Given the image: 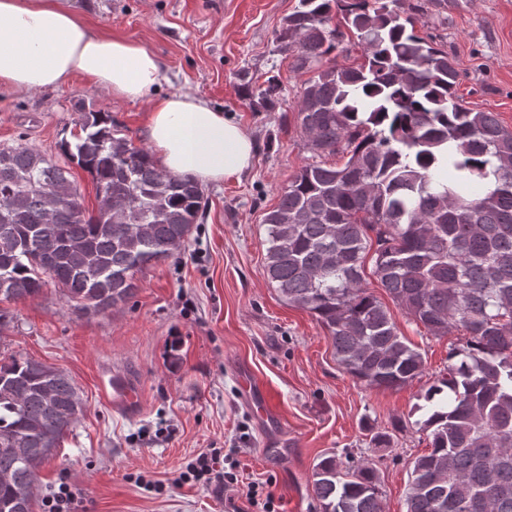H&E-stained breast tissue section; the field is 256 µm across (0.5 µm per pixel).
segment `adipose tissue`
Here are the masks:
<instances>
[{
	"label": "adipose tissue",
	"mask_w": 512,
	"mask_h": 512,
	"mask_svg": "<svg viewBox=\"0 0 512 512\" xmlns=\"http://www.w3.org/2000/svg\"><path fill=\"white\" fill-rule=\"evenodd\" d=\"M78 73L115 98L148 101L147 139L170 173L219 184L250 167L254 142L222 110L189 93L151 100L168 75L141 42L94 31L73 0H0V86L36 92Z\"/></svg>",
	"instance_id": "adipose-tissue-1"
}]
</instances>
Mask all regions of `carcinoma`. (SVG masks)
<instances>
[{"label":"carcinoma","mask_w":512,"mask_h":512,"mask_svg":"<svg viewBox=\"0 0 512 512\" xmlns=\"http://www.w3.org/2000/svg\"><path fill=\"white\" fill-rule=\"evenodd\" d=\"M403 0H299L275 40L304 84L297 121L318 156L282 189L267 224L265 273L288 304L329 332L338 364L366 386L423 373L388 308L364 286L366 264L392 302L433 336L462 328L448 378L423 406L430 452L413 461L406 512H512V131L465 106L448 51L415 34ZM356 39L364 62L336 64ZM279 103L274 78L256 105ZM64 158L103 189L88 211L70 168L27 146L0 149V301L51 279L75 310L130 299L135 274L188 240L205 208L195 180L160 168L117 136L108 112L83 114ZM83 407L63 371L0 359V512L29 491L30 458L50 459ZM320 512H383L375 469L336 454L313 468Z\"/></svg>","instance_id":"carcinoma-1"}]
</instances>
